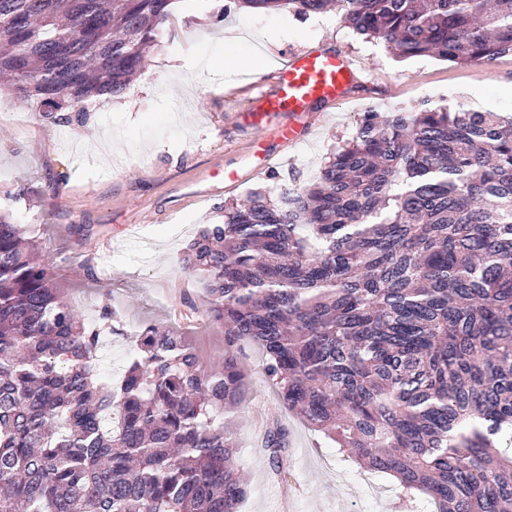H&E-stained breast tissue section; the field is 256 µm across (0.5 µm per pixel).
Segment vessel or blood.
Instances as JSON below:
<instances>
[{"instance_id": "vessel-or-blood-1", "label": "vessel or blood", "mask_w": 512, "mask_h": 512, "mask_svg": "<svg viewBox=\"0 0 512 512\" xmlns=\"http://www.w3.org/2000/svg\"><path fill=\"white\" fill-rule=\"evenodd\" d=\"M358 79L354 61L343 51L289 53L273 73L274 92L259 98L257 122L263 127L275 124L281 143L298 144L315 128L320 107L348 100Z\"/></svg>"}]
</instances>
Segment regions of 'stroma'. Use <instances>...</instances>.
<instances>
[{
  "instance_id": "obj_1",
  "label": "stroma",
  "mask_w": 512,
  "mask_h": 512,
  "mask_svg": "<svg viewBox=\"0 0 512 512\" xmlns=\"http://www.w3.org/2000/svg\"><path fill=\"white\" fill-rule=\"evenodd\" d=\"M228 37L243 59L258 48L275 59L341 48L363 67L354 98L323 107L309 140L270 141L279 158L267 174H252L251 142L259 96L273 88L270 72L208 69ZM425 102L512 117V56L481 68L402 59L333 12L304 17L285 8L258 13L238 0H179L140 77L120 99L83 104L85 123L53 125L36 104L0 90V211L32 226L56 287L86 321L111 306L116 332L102 336L97 364L106 379L121 378L137 334L154 324L188 336L203 365L218 369L224 330L207 321L203 290L178 263L200 225L222 221L225 203L251 191L274 197L316 180L363 113ZM11 112L22 121L8 120ZM217 160L238 171L239 182L209 200L194 198ZM238 356L249 391L224 420L249 478L239 512H407L394 477L362 469L281 406L257 347L242 343ZM276 423L288 431L279 470L264 447Z\"/></svg>"
}]
</instances>
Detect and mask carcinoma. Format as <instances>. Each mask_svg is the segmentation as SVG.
Masks as SVG:
<instances>
[{
  "label": "carcinoma",
  "mask_w": 512,
  "mask_h": 512,
  "mask_svg": "<svg viewBox=\"0 0 512 512\" xmlns=\"http://www.w3.org/2000/svg\"><path fill=\"white\" fill-rule=\"evenodd\" d=\"M336 9L400 58L457 66L512 53V0H241ZM175 0H0V72L58 113L120 96ZM224 327L207 370L148 325L119 384L50 259L0 215V512H238L248 493L224 413L264 355L282 406L434 512H512V121L497 112H366L319 178L224 206L180 257ZM287 440L269 431L281 467Z\"/></svg>",
  "instance_id": "1"
}]
</instances>
